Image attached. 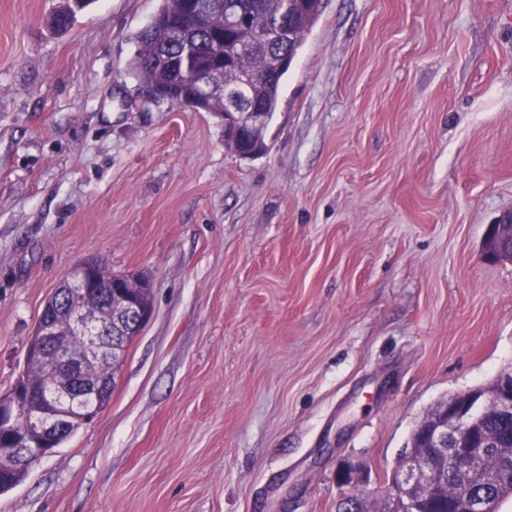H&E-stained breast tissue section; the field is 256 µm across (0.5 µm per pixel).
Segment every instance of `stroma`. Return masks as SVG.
<instances>
[{
  "instance_id": "stroma-1",
  "label": "stroma",
  "mask_w": 512,
  "mask_h": 512,
  "mask_svg": "<svg viewBox=\"0 0 512 512\" xmlns=\"http://www.w3.org/2000/svg\"><path fill=\"white\" fill-rule=\"evenodd\" d=\"M0 0V393L78 263L153 284L108 406L0 512H337L512 369V0H325L267 149L150 98L162 0ZM483 247L490 258L512 260V210L502 212L488 224ZM358 472L359 471L357 468L347 463L340 465L337 469L336 480L340 484L352 488V491L349 493V495L343 498L340 503L348 505L349 502H353L358 498V495L360 494L357 489L360 483Z\"/></svg>"
}]
</instances>
